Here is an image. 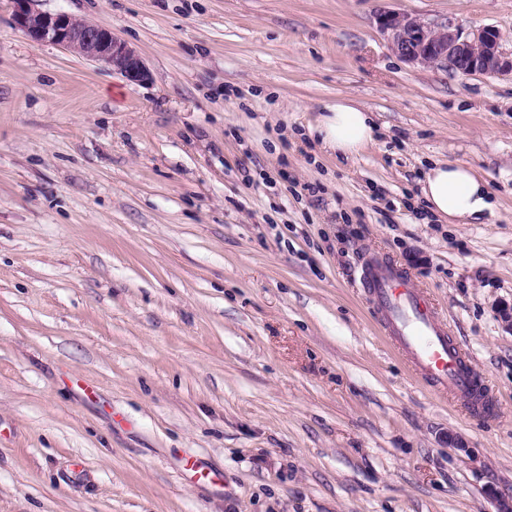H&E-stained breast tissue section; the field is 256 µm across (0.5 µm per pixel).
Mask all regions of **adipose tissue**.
Instances as JSON below:
<instances>
[{
  "label": "adipose tissue",
  "instance_id": "1",
  "mask_svg": "<svg viewBox=\"0 0 512 512\" xmlns=\"http://www.w3.org/2000/svg\"><path fill=\"white\" fill-rule=\"evenodd\" d=\"M374 127L368 109L355 101L340 99L328 106L316 133L323 147L353 158L373 142ZM421 191L428 210L450 224L482 216L495 207L486 181L465 163L433 162Z\"/></svg>",
  "mask_w": 512,
  "mask_h": 512
}]
</instances>
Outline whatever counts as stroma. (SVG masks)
<instances>
[{"mask_svg":"<svg viewBox=\"0 0 512 512\" xmlns=\"http://www.w3.org/2000/svg\"><path fill=\"white\" fill-rule=\"evenodd\" d=\"M141 56L33 44L0 0V512H495L512 491V77L413 65L376 15L512 0H40ZM350 98L378 133L320 146ZM436 160L492 213L442 224ZM427 291L499 398L417 378L362 288ZM462 438L446 446L447 435ZM314 131L323 147L345 158H354L374 140L372 112L359 103L338 99ZM421 191L427 209L448 224L480 217L495 207L486 181L465 163L434 161Z\"/></svg>","mask_w":512,"mask_h":512,"instance_id":"obj_1","label":"stroma"}]
</instances>
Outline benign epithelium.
Listing matches in <instances>:
<instances>
[{
    "mask_svg": "<svg viewBox=\"0 0 512 512\" xmlns=\"http://www.w3.org/2000/svg\"><path fill=\"white\" fill-rule=\"evenodd\" d=\"M36 2L13 0L14 24L32 43L64 46L132 81L149 78L140 56L110 31L68 13L42 11ZM378 21L391 49L408 63L446 67L466 75H512V57L504 53L500 32L493 27L465 31L448 20L428 23L390 11L380 12Z\"/></svg>",
    "mask_w": 512,
    "mask_h": 512,
    "instance_id": "obj_1",
    "label": "benign epithelium"
}]
</instances>
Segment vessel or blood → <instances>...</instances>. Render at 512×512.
Returning <instances> with one entry per match:
<instances>
[{
  "label": "vessel or blood",
  "instance_id": "vessel-or-blood-1",
  "mask_svg": "<svg viewBox=\"0 0 512 512\" xmlns=\"http://www.w3.org/2000/svg\"><path fill=\"white\" fill-rule=\"evenodd\" d=\"M364 280L385 329L416 374L470 413L493 417L496 400L492 391L471 365L467 353L450 340L427 293L411 287L400 269L379 259L368 263Z\"/></svg>",
  "mask_w": 512,
  "mask_h": 512
}]
</instances>
